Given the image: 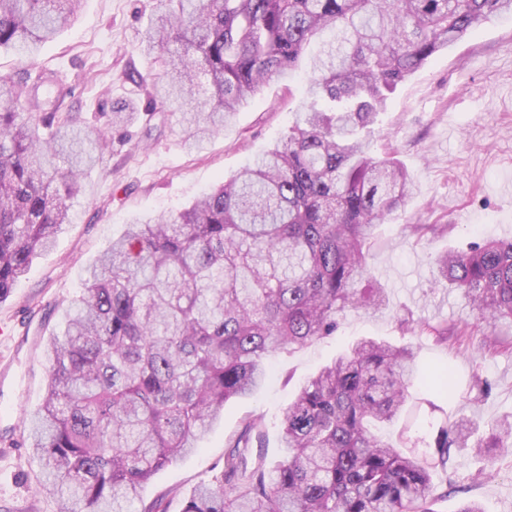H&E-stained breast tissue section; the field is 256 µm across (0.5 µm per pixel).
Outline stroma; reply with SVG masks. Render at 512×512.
I'll return each instance as SVG.
<instances>
[{
	"mask_svg": "<svg viewBox=\"0 0 512 512\" xmlns=\"http://www.w3.org/2000/svg\"><path fill=\"white\" fill-rule=\"evenodd\" d=\"M156 6V0H84L76 21L42 44L35 60L0 53V74L15 76L36 66L58 73L72 89L61 99L60 112L78 113L88 127L107 128L117 100L128 101L138 114L109 133L71 202V223L0 301V367L7 369L0 376V403L11 405L10 415L0 416V512H58L56 500L39 487L42 468L26 436L50 382L45 350L81 294L86 267L127 224L183 210L283 142L303 104L306 59L293 77L270 82L228 116L223 133L205 149L188 152L180 114L165 111L145 120L152 86L129 77L133 71L160 72L135 49ZM372 150L394 152L414 183L393 223L379 226L368 258L373 278L387 290L386 304L373 312L349 310L333 335L274 354L261 388L226 403L198 451L155 474L129 512L155 504L162 512H181L184 497L223 468L226 441L251 415L262 418L263 441L250 449L247 463L272 466L285 454L282 409L302 383L361 338L413 346L418 381L410 403L420 416L474 415L487 427L512 414V328L487 333L458 290L433 285L434 256L468 251L475 241L512 238V17L470 29L399 84L379 115ZM410 224H436L441 231L420 238L407 232ZM404 318L447 329V341L403 330ZM446 367L463 391L452 403L433 382ZM476 386L483 397L473 396ZM432 483L433 512H457L469 500L485 512H512V453L457 454L449 469L433 473Z\"/></svg>",
	"mask_w": 512,
	"mask_h": 512,
	"instance_id": "1",
	"label": "stroma"
}]
</instances>
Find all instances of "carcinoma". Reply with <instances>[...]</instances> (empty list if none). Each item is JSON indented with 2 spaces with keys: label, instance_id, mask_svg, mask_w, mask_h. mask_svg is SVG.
Instances as JSON below:
<instances>
[{
  "label": "carcinoma",
  "instance_id": "1",
  "mask_svg": "<svg viewBox=\"0 0 512 512\" xmlns=\"http://www.w3.org/2000/svg\"><path fill=\"white\" fill-rule=\"evenodd\" d=\"M81 0H0V51L32 53ZM138 50L163 77L154 97L198 148L330 31L286 140L189 208L135 221L87 270L47 355L51 383L28 440L59 512H123L169 463L197 450L224 404L264 383L267 359L336 331L346 311L384 305L363 288L375 228L412 195L403 165L370 138L398 84L512 0H161ZM64 85L33 68L0 75V300L69 223V201L107 134L58 114ZM488 328L512 327V239L434 260ZM414 350L359 339L282 411L287 455L247 467L261 419L230 439L224 468L182 512H432V470L459 450L512 447V418L480 434L461 416L372 431L405 410ZM437 381L458 397L452 371Z\"/></svg>",
  "mask_w": 512,
  "mask_h": 512
}]
</instances>
